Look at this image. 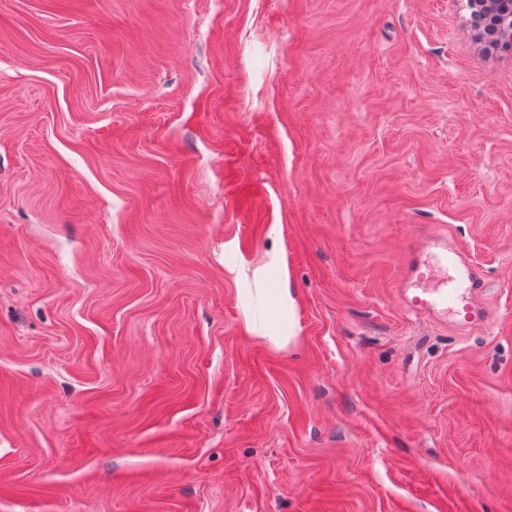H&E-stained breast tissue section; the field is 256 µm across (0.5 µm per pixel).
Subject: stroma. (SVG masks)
<instances>
[{
  "label": "stroma",
  "mask_w": 512,
  "mask_h": 512,
  "mask_svg": "<svg viewBox=\"0 0 512 512\" xmlns=\"http://www.w3.org/2000/svg\"><path fill=\"white\" fill-rule=\"evenodd\" d=\"M426 232L490 327L401 307ZM279 268L283 348L239 296ZM0 512H512V49L467 0H0Z\"/></svg>",
  "instance_id": "1"
}]
</instances>
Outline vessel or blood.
I'll list each match as a JSON object with an SVG mask.
<instances>
[{
    "label": "vessel or blood",
    "mask_w": 512,
    "mask_h": 512,
    "mask_svg": "<svg viewBox=\"0 0 512 512\" xmlns=\"http://www.w3.org/2000/svg\"><path fill=\"white\" fill-rule=\"evenodd\" d=\"M398 286L409 312L448 323L458 335L484 328L492 319L482 300L487 282L451 237L431 236L420 250L408 253Z\"/></svg>",
    "instance_id": "1"
}]
</instances>
